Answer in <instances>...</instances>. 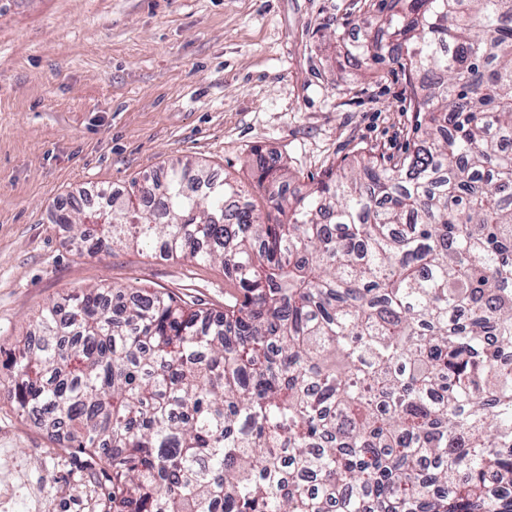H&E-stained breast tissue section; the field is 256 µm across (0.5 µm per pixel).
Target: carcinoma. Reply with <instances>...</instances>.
Masks as SVG:
<instances>
[{"label":"carcinoma","instance_id":"1","mask_svg":"<svg viewBox=\"0 0 512 512\" xmlns=\"http://www.w3.org/2000/svg\"><path fill=\"white\" fill-rule=\"evenodd\" d=\"M353 59L396 60L420 117L260 200L173 165L54 223L78 251L148 244L224 269V312L101 286L44 306L0 364L111 472L112 512H512V0H379ZM105 216L101 234L82 224Z\"/></svg>","mask_w":512,"mask_h":512}]
</instances>
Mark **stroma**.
<instances>
[{
	"label": "stroma",
	"instance_id": "obj_1",
	"mask_svg": "<svg viewBox=\"0 0 512 512\" xmlns=\"http://www.w3.org/2000/svg\"><path fill=\"white\" fill-rule=\"evenodd\" d=\"M374 24L364 0H0V353L42 305L101 285L224 309L220 266L77 251L53 221L73 196L179 159L247 186L255 148L299 183L402 155L403 73L339 61ZM108 479L0 400V512H110Z\"/></svg>",
	"mask_w": 512,
	"mask_h": 512
}]
</instances>
